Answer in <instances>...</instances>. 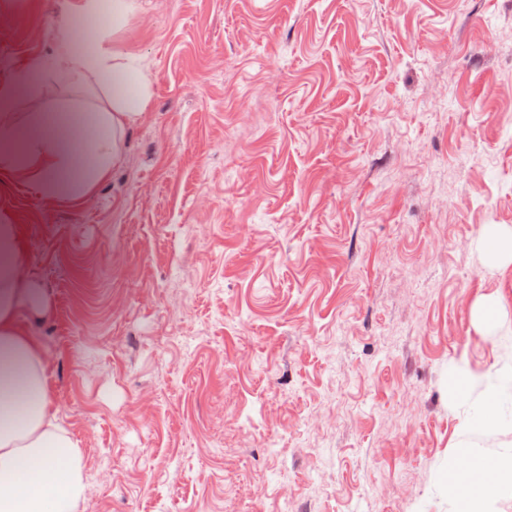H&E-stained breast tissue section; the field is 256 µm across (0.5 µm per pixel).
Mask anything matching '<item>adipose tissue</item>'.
<instances>
[{
    "label": "adipose tissue",
    "mask_w": 512,
    "mask_h": 512,
    "mask_svg": "<svg viewBox=\"0 0 512 512\" xmlns=\"http://www.w3.org/2000/svg\"><path fill=\"white\" fill-rule=\"evenodd\" d=\"M53 56L72 75L111 85L112 96L89 116L103 137L83 161L79 126L33 116L19 128L23 74L0 80V174L31 176L46 199L74 201L109 176L127 129L142 115L151 76L134 55L83 52L68 26L57 30ZM25 242L18 225L0 220V512H77L85 497L84 455L61 425L49 398L46 350L21 310L41 311L45 298L23 276ZM512 489V463L472 461L453 484L461 512H494L497 497Z\"/></svg>",
    "instance_id": "obj_1"
}]
</instances>
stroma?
<instances>
[{"label": "stroma", "instance_id": "obj_1", "mask_svg": "<svg viewBox=\"0 0 512 512\" xmlns=\"http://www.w3.org/2000/svg\"><path fill=\"white\" fill-rule=\"evenodd\" d=\"M72 3L0 0V79L81 21L153 81L94 192L0 176L79 512H458L465 460L512 458V396L476 423L512 375L483 245L512 229V0ZM24 94L22 121L107 96L61 66Z\"/></svg>", "mask_w": 512, "mask_h": 512}]
</instances>
